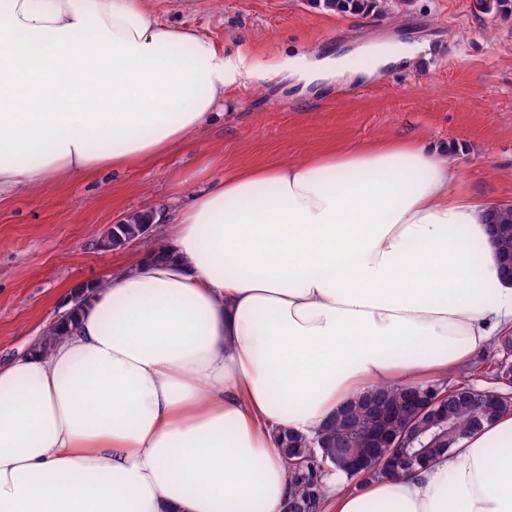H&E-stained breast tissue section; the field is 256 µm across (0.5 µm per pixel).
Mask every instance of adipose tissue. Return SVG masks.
I'll list each match as a JSON object with an SVG mask.
<instances>
[{"label":"adipose tissue","mask_w":512,"mask_h":512,"mask_svg":"<svg viewBox=\"0 0 512 512\" xmlns=\"http://www.w3.org/2000/svg\"><path fill=\"white\" fill-rule=\"evenodd\" d=\"M236 58L143 0H0V193L195 144ZM396 137L207 181L49 353L0 362V512H284L274 435L512 331L494 203ZM321 512H512V412Z\"/></svg>","instance_id":"obj_1"}]
</instances>
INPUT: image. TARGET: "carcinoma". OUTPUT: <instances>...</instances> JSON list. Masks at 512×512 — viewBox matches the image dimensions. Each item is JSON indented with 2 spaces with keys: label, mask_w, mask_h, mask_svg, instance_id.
Returning <instances> with one entry per match:
<instances>
[{
  "label": "carcinoma",
  "mask_w": 512,
  "mask_h": 512,
  "mask_svg": "<svg viewBox=\"0 0 512 512\" xmlns=\"http://www.w3.org/2000/svg\"><path fill=\"white\" fill-rule=\"evenodd\" d=\"M317 6L338 13L358 12L377 6L384 7L387 0H312ZM502 232L494 239V245L499 253H512V207L499 212ZM149 223L146 213L136 212L128 215L124 222L116 225L110 232L108 239L101 243L105 249H120L129 240L140 241V246L151 245V240L142 236L143 227ZM408 388L401 385H381L364 397L349 402L342 407L324 426L322 432L314 438H308L299 433L287 431L283 434L286 447L293 449L289 460V477L291 491L288 498L286 512H320L322 496L323 455L328 454L336 458L333 469L336 472L353 476L347 469L345 457L348 455H368L371 450L367 444L358 437L345 439L344 447H336V441L351 423L367 426L371 417L366 413L368 400L374 395H382L388 399L392 406L398 408L402 405ZM444 415L445 424L434 425L433 411H424L414 418L399 417L390 421L389 426L399 435L413 437V456L405 466L411 470L424 465L434 458L446 453L468 432L476 430L490 418L479 417L476 414L473 401L467 394H448V404L440 407Z\"/></svg>",
  "instance_id": "1"
}]
</instances>
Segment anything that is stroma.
<instances>
[{"mask_svg": "<svg viewBox=\"0 0 512 512\" xmlns=\"http://www.w3.org/2000/svg\"><path fill=\"white\" fill-rule=\"evenodd\" d=\"M157 22L188 28L246 63L365 56L418 46L413 59L352 83L303 85L280 72L237 82L196 145L158 160L62 179L0 198V361L25 352L65 309L64 291L120 269L133 247L98 248L119 219L154 216L150 237L204 178L279 159L301 161L399 136L446 148L454 188L512 204V18L482 0H389L336 13L311 0H144Z\"/></svg>", "mask_w": 512, "mask_h": 512, "instance_id": "stroma-1", "label": "stroma"}]
</instances>
